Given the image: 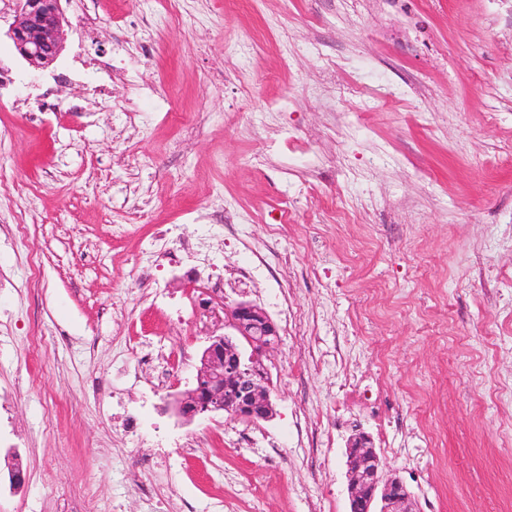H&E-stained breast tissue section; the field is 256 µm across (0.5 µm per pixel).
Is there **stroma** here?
Returning a JSON list of instances; mask_svg holds the SVG:
<instances>
[{"instance_id": "stroma-1", "label": "stroma", "mask_w": 512, "mask_h": 512, "mask_svg": "<svg viewBox=\"0 0 512 512\" xmlns=\"http://www.w3.org/2000/svg\"><path fill=\"white\" fill-rule=\"evenodd\" d=\"M61 7L47 70L0 36V512H206L218 494L223 512H349L356 423L416 512H512V0ZM160 224L206 238L212 265L170 267ZM351 256L392 286L384 306L337 277ZM215 272L280 329L271 420L179 422L166 396L191 371L152 391L198 360ZM357 370L399 447L368 410L337 412ZM122 407L147 408L139 440ZM161 437L195 444L136 470Z\"/></svg>"}]
</instances>
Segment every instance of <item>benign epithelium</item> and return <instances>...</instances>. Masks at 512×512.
Returning <instances> with one entry per match:
<instances>
[{
	"label": "benign epithelium",
	"mask_w": 512,
	"mask_h": 512,
	"mask_svg": "<svg viewBox=\"0 0 512 512\" xmlns=\"http://www.w3.org/2000/svg\"><path fill=\"white\" fill-rule=\"evenodd\" d=\"M69 25L61 0H17L7 35L37 72L56 61ZM203 305L211 309L218 329L208 336L193 386L170 396L168 405L184 423L217 414L251 423L272 418L271 380L263 357L279 342L276 323L251 301L214 305L206 300ZM346 455L349 512H415L410 491L384 471L369 435H354Z\"/></svg>",
	"instance_id": "benign-epithelium-1"
}]
</instances>
